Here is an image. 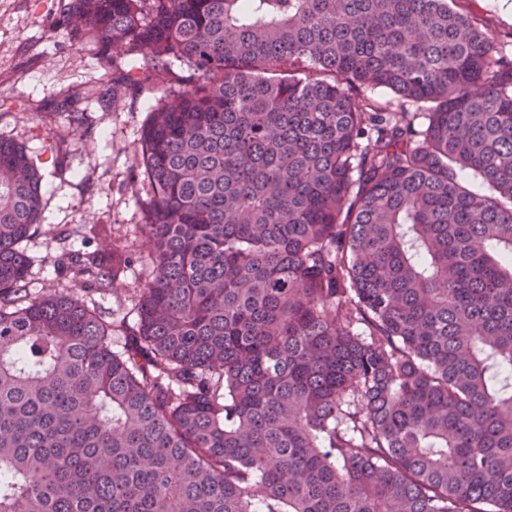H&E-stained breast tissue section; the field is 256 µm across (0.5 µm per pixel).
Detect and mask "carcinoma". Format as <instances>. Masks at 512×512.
Instances as JSON below:
<instances>
[{"mask_svg": "<svg viewBox=\"0 0 512 512\" xmlns=\"http://www.w3.org/2000/svg\"><path fill=\"white\" fill-rule=\"evenodd\" d=\"M50 29L98 46L99 111L161 93L151 276L119 350L79 294L116 245L32 294L39 158L0 138V512H512V49L454 0H68Z\"/></svg>", "mask_w": 512, "mask_h": 512, "instance_id": "obj_1", "label": "carcinoma"}]
</instances>
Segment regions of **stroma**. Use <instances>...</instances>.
<instances>
[{
  "instance_id": "obj_1",
  "label": "stroma",
  "mask_w": 512,
  "mask_h": 512,
  "mask_svg": "<svg viewBox=\"0 0 512 512\" xmlns=\"http://www.w3.org/2000/svg\"><path fill=\"white\" fill-rule=\"evenodd\" d=\"M500 44L512 43V0H457ZM60 0H0V135L25 144L42 161L44 219L26 249L34 292L70 287L60 263L67 252L92 250L96 243L75 235L78 225H104L110 238L138 263L109 290L87 291L104 315L125 317L113 337L122 346L135 329L132 301L148 270L141 226L147 207L137 192L142 175L135 161L141 130L153 103L151 93L119 102L113 111L90 107L88 98L103 71L93 44L77 47L50 37L48 27ZM77 98L88 129L72 132L64 117L48 115L51 101Z\"/></svg>"
}]
</instances>
